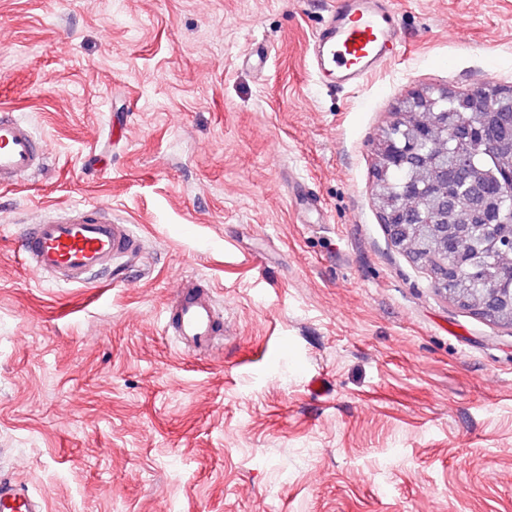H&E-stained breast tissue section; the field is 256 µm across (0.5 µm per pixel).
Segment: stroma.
Masks as SVG:
<instances>
[{"instance_id":"1","label":"stroma","mask_w":512,"mask_h":512,"mask_svg":"<svg viewBox=\"0 0 512 512\" xmlns=\"http://www.w3.org/2000/svg\"><path fill=\"white\" fill-rule=\"evenodd\" d=\"M330 6L0 0V106L49 152L0 189V480L45 512H512V327L438 293L372 192L409 90L512 85V0H393L406 52L347 89L310 61ZM74 203L132 226L128 278L22 264ZM186 277L207 353L164 330Z\"/></svg>"}]
</instances>
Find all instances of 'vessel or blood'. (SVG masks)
<instances>
[{"label":"vessel or blood","instance_id":"b4317fda","mask_svg":"<svg viewBox=\"0 0 512 512\" xmlns=\"http://www.w3.org/2000/svg\"><path fill=\"white\" fill-rule=\"evenodd\" d=\"M402 47L388 0H336L312 39V61L323 81L358 85L400 55ZM47 159V146L31 125L1 108L0 186L15 185L44 169ZM140 244L131 226L115 221L104 208L73 205L27 225L18 254L35 274L76 285L99 271L140 261ZM168 328L179 343L196 351L216 347L224 330L210 289L195 279L184 280L176 290ZM0 512H43V503L3 481Z\"/></svg>","mask_w":512,"mask_h":512}]
</instances>
